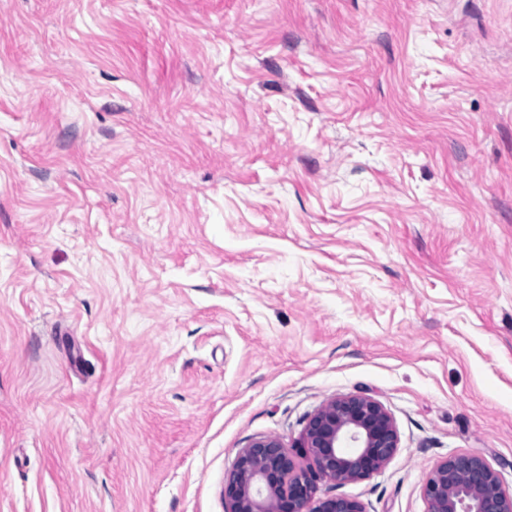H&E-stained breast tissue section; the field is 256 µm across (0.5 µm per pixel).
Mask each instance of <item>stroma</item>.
<instances>
[{"mask_svg": "<svg viewBox=\"0 0 512 512\" xmlns=\"http://www.w3.org/2000/svg\"><path fill=\"white\" fill-rule=\"evenodd\" d=\"M347 394L321 493L512 491V0H0V512H224ZM398 444L394 421L378 401L338 396L306 422L297 448H304L309 466L273 437L238 452L224 479L225 512H365L356 499L319 495V484L368 479L387 465ZM424 512H512V493L481 456L458 454L437 462L422 486Z\"/></svg>", "mask_w": 512, "mask_h": 512, "instance_id": "35a3bbf8", "label": "stroma"}]
</instances>
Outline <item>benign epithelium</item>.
Here are the masks:
<instances>
[{
    "instance_id": "benign-epithelium-1",
    "label": "benign epithelium",
    "mask_w": 512,
    "mask_h": 512,
    "mask_svg": "<svg viewBox=\"0 0 512 512\" xmlns=\"http://www.w3.org/2000/svg\"><path fill=\"white\" fill-rule=\"evenodd\" d=\"M393 419L376 400L334 398L307 420L300 465L273 437L241 449L224 479L225 512H365L349 497L319 495V484L365 480L396 453ZM424 512H512V493L481 456L458 454L432 466L422 486Z\"/></svg>"
}]
</instances>
